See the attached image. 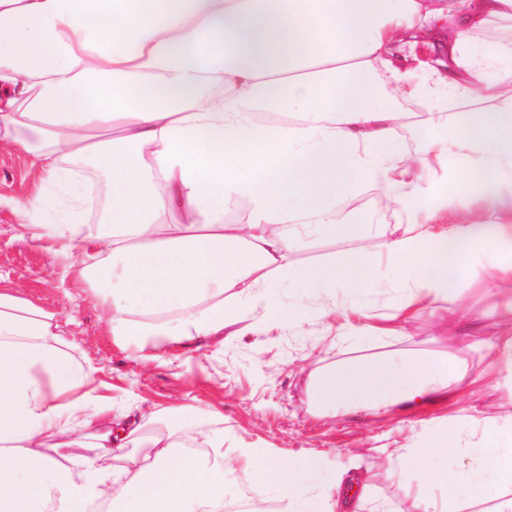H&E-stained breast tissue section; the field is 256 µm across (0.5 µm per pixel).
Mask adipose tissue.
<instances>
[{"mask_svg":"<svg viewBox=\"0 0 512 512\" xmlns=\"http://www.w3.org/2000/svg\"><path fill=\"white\" fill-rule=\"evenodd\" d=\"M512 21V0H0V145L30 155L43 174L20 238L52 243L74 280L101 292L110 332L160 349L188 345L259 317L288 326L309 309L336 310V286L356 300L394 294L401 336L422 301L461 296L471 269L512 287V43L469 33ZM448 33V55L425 76L401 66L405 47ZM470 100L447 139L424 142L440 170L421 176L396 120L405 105ZM111 189L106 216L89 220L81 175ZM375 191L404 212L401 232L316 265L294 262L310 234L347 231ZM243 205L233 222L229 203ZM179 212L180 220L167 222ZM398 270L379 279L381 264ZM315 291L307 306L280 296L284 280ZM57 313L0 290V512H224L227 477L250 474L296 493L317 465L283 466L251 448L225 449L220 413L209 425L189 404L115 411L74 360ZM485 364L462 356L384 355L320 368L321 410L387 414L449 394L512 391V331L484 342ZM467 433L461 471L434 467L449 431ZM54 432L84 434L91 454H45ZM207 449L206 458L182 455ZM421 480L401 505L372 502L356 475L325 493L329 512H463L455 487L512 512V416L460 407L425 448L383 465Z\"/></svg>","mask_w":512,"mask_h":512,"instance_id":"obj_1","label":"adipose tissue"}]
</instances>
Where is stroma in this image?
<instances>
[{
	"label": "stroma",
	"instance_id": "stroma-1",
	"mask_svg": "<svg viewBox=\"0 0 512 512\" xmlns=\"http://www.w3.org/2000/svg\"><path fill=\"white\" fill-rule=\"evenodd\" d=\"M38 177L28 154L0 149V288L18 289L35 305L60 314L76 357L97 367L101 392L111 396L115 408L130 405L148 413L190 404L202 413L219 410L224 414L225 447L255 448L285 465L317 458L318 469L299 491L315 508L322 507L337 472L355 466L374 470V498L399 504L403 483L416 482L417 476L407 474L400 483L379 474L380 465L405 443L424 447V436H411L410 427H446L455 407L449 399L386 416L363 410L339 417L318 415L308 393L317 368L395 351L465 350L476 361L482 355L480 342L512 328V313H504L500 298L487 293L484 273L477 269L469 272L462 299L420 307L403 336L346 341L338 334L337 320L322 322L309 315L301 324L283 329L246 321L238 325L236 335L211 336L150 359L139 345L115 340L95 292L62 277L46 245L18 238V206L33 193ZM404 221V215L390 211L380 226L358 222L343 237L314 235L310 247L296 253L294 260L311 265L344 256L379 227L391 232ZM461 302L482 312L475 326L454 323Z\"/></svg>",
	"mask_w": 512,
	"mask_h": 512
}]
</instances>
